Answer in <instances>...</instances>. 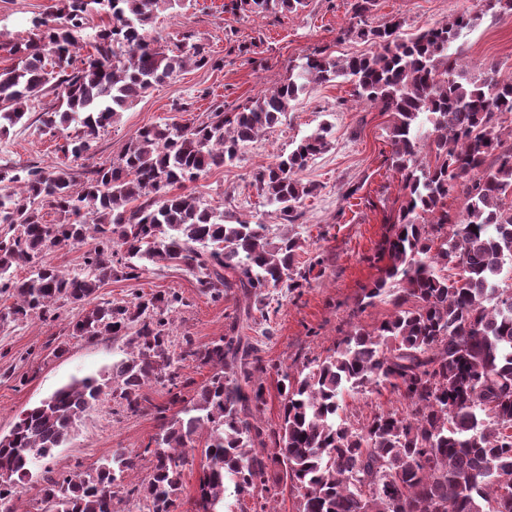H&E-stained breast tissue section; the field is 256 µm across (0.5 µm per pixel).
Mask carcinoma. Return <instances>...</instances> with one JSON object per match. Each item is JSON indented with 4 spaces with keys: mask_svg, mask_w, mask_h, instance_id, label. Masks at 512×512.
Wrapping results in <instances>:
<instances>
[{
    "mask_svg": "<svg viewBox=\"0 0 512 512\" xmlns=\"http://www.w3.org/2000/svg\"><path fill=\"white\" fill-rule=\"evenodd\" d=\"M186 2L66 0L57 12L33 17L36 36L13 44L16 63L0 69V135L52 91L55 102L38 121L51 131L80 126V134L65 135L62 151L85 157L120 112L188 63H209L198 43L169 54L148 38L157 12ZM376 2L353 0L345 30L374 51L306 54L296 74L237 112L144 127L117 159L81 172L69 164L0 168V296L14 299L0 322L56 321L70 305L81 310L70 335L123 339L129 349L111 376L72 380L0 435V474L10 477L0 483V500L17 498L33 459L65 445L107 396L122 412H155L154 447L117 452L85 471L45 470L39 512H125L136 504L180 512L184 467L198 448V491L188 512H224L230 484L237 493L258 490L252 512H270L278 460L297 512H512V77L489 63L473 78L463 50L450 53L460 31L487 15L512 14V0H477L473 10L411 34L401 20L368 25ZM94 4L106 8L112 25L78 61ZM307 6L229 0L225 8L297 14ZM337 78L353 83L357 100L394 115L388 162L403 201L382 244L389 264L351 317L387 297L395 310L374 326L352 324L332 354L284 373L282 423L268 435L257 421L266 398L256 374L264 368L246 337L176 342L170 314L185 305L178 293L140 294L123 305L97 301V291L112 278L139 279L151 266L185 270L216 300L232 288L248 301L269 288L303 287L321 261L296 266L298 236L228 220L200 197L172 189L233 160L307 89ZM326 147L321 128L256 173L258 192L286 223L302 218L316 186L299 173ZM454 194L465 204L456 220L447 208ZM46 208L60 215L58 223H44ZM86 244L79 273L45 261L62 246ZM15 266L29 267V276L16 278ZM187 360L212 370L188 401L180 373ZM152 381L168 383V404L143 393ZM384 389L404 411L381 409L357 427L342 418L345 396ZM144 460V482L124 486L122 474Z\"/></svg>",
    "mask_w": 512,
    "mask_h": 512,
    "instance_id": "1",
    "label": "carcinoma"
}]
</instances>
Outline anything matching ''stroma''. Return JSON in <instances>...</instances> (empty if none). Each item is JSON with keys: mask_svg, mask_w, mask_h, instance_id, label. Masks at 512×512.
Returning <instances> with one entry per match:
<instances>
[{"mask_svg": "<svg viewBox=\"0 0 512 512\" xmlns=\"http://www.w3.org/2000/svg\"><path fill=\"white\" fill-rule=\"evenodd\" d=\"M224 2L190 0L189 8L157 13L149 33L158 46L171 51L189 40L202 44L211 61L203 67L186 66L121 112L94 140L85 164L117 159L143 127L161 121L195 122L218 109L234 111L284 82L302 55L325 50L338 57L371 50L370 44L342 35L350 22V0H309L308 7L296 15L249 16L226 11ZM474 4L475 0H377L368 23L376 27L397 17L404 22V32L413 33ZM62 6V0H0V38L28 40L31 18ZM456 45L469 59L471 74H479L484 63L494 60L502 77L512 76V16L483 19L463 30ZM393 122L391 113L356 101L352 84L339 78L301 96L281 123L242 149L232 163L185 184V192L202 196L224 213L279 227L277 211L254 185L256 172L277 154L291 150L295 140L321 126L329 128L327 150L301 174L317 190L304 204L301 223L288 227L305 241L301 262L319 257L323 264L302 288L267 290L251 319H240L242 304L237 294L212 300L198 291L192 276L177 268L155 267L137 280L108 281L98 290L99 300L125 304L141 293L178 292L185 304L172 313L171 332L177 338L192 336L202 345L237 324L267 368L261 377L266 397L261 425L269 432L278 430V379L309 359L331 353L342 331L349 328L356 298L383 266L376 257L377 248L401 205L398 177L387 162ZM63 142L60 133L25 119L9 134L0 135V165L47 167L64 162L59 150ZM76 315L67 306L60 319L51 323L34 317L0 325V434L12 429L21 412L72 379L106 375L113 363L125 358L123 340L88 342L70 337L68 323ZM60 336L67 337L68 346L58 355L54 347ZM21 375L29 378L22 387L15 382ZM158 429L153 414H118L111 400L99 402L66 445L52 457L31 463L33 479L21 490L17 512L32 508L37 479L45 469L85 470L111 458L119 448L142 452Z\"/></svg>", "mask_w": 512, "mask_h": 512, "instance_id": "35a3bbf8", "label": "stroma"}]
</instances>
